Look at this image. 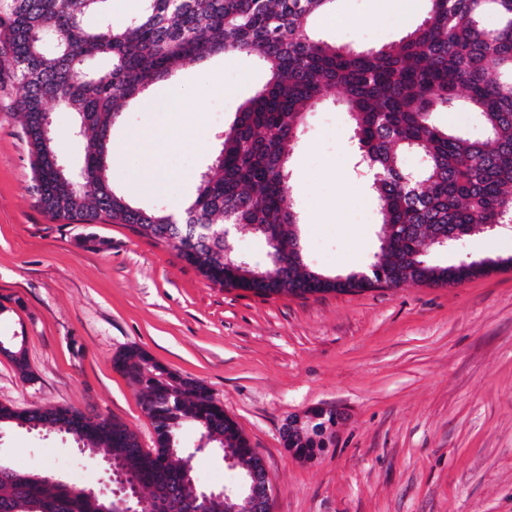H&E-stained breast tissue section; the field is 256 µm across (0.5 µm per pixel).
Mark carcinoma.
I'll return each instance as SVG.
<instances>
[{
  "instance_id": "obj_1",
  "label": "carcinoma",
  "mask_w": 512,
  "mask_h": 512,
  "mask_svg": "<svg viewBox=\"0 0 512 512\" xmlns=\"http://www.w3.org/2000/svg\"><path fill=\"white\" fill-rule=\"evenodd\" d=\"M109 0H10L6 48L21 90L18 109L29 145L37 205L64 224H138L141 236L179 251L208 281L258 295L362 292L376 282L446 284L448 267L431 264L423 247L455 228L512 223V0H428L425 15L397 42L371 49L321 40L316 18L335 0H141L116 25ZM496 17L488 26L486 15ZM95 15L98 24L85 19ZM238 53L258 58L265 84L221 135V149L199 177L185 209L171 223L162 208H140L112 185L105 153L108 132L124 103L187 59ZM328 99L349 113L359 164L372 173L384 233L371 270L346 283L300 260L293 227L298 211L287 195L288 163L304 114ZM77 115L74 130H90L76 180L58 173L55 134L45 135L48 105ZM464 111L484 128L473 140L436 119ZM417 153L419 167L401 165ZM196 224L248 228L267 244L263 265H239L229 243L213 240L197 263L186 251ZM7 358L28 375L23 346L7 343ZM113 367L138 387L154 428V448H142L125 423L62 407L19 411L0 403V428L45 426L71 436L91 454L121 468L142 491L161 483L176 497L197 498L192 457L178 456V433L197 428L206 443L229 449L249 477L260 457L237 422L202 382L173 372L144 349L128 348ZM289 448L314 453V436L291 435ZM106 500L73 486H48L38 470L0 473V512H102Z\"/></svg>"
}]
</instances>
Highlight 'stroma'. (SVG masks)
<instances>
[{
    "instance_id": "35a3bbf8",
    "label": "stroma",
    "mask_w": 512,
    "mask_h": 512,
    "mask_svg": "<svg viewBox=\"0 0 512 512\" xmlns=\"http://www.w3.org/2000/svg\"><path fill=\"white\" fill-rule=\"evenodd\" d=\"M336 0L342 26L316 33L342 47L398 41L426 12L424 0ZM0 42V339L22 341L31 372L0 356V403L63 406L126 423L143 447L154 431L136 387L112 366L128 347L204 383L263 458L274 512H512V268L456 285H404L357 293L261 297L207 282L178 251L125 224H62L37 205L18 84ZM263 65L243 54L189 63L129 100L109 139L143 128L169 141L166 190L147 188L139 156L109 163L114 186L144 208L174 209L196 192L219 132L262 87ZM222 91H214V82ZM171 98L178 119L144 109ZM56 147L84 164L73 116L53 115ZM347 112L328 101L306 114L290 161L288 192L309 266L331 276L368 268L380 220ZM371 213L356 224L351 213ZM94 235L109 248L81 242ZM512 256V231H474L462 247L430 252L441 266ZM315 408L341 415L326 448L307 460L283 428ZM197 429L180 443L202 486L235 482ZM0 466L37 469L52 481L97 487L106 468L49 430H0Z\"/></svg>"
}]
</instances>
